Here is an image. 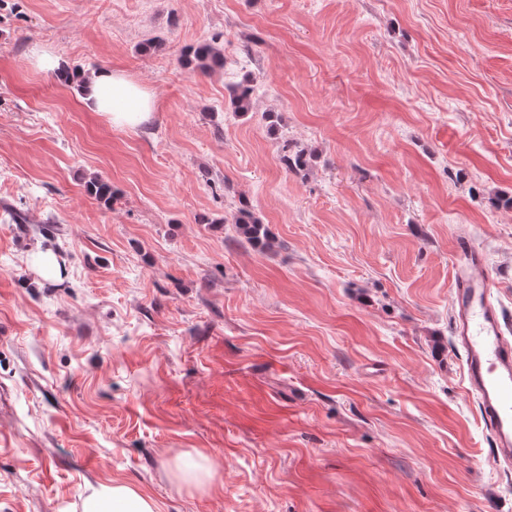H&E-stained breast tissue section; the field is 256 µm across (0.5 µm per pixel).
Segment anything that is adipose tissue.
<instances>
[{"label": "adipose tissue", "instance_id": "adipose-tissue-1", "mask_svg": "<svg viewBox=\"0 0 512 512\" xmlns=\"http://www.w3.org/2000/svg\"><path fill=\"white\" fill-rule=\"evenodd\" d=\"M82 86L85 106L108 115L113 125H138L153 110L151 93L124 73L96 71L83 79ZM83 512H155V504L129 486H104L86 496Z\"/></svg>", "mask_w": 512, "mask_h": 512}]
</instances>
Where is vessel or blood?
Masks as SVG:
<instances>
[{
    "mask_svg": "<svg viewBox=\"0 0 512 512\" xmlns=\"http://www.w3.org/2000/svg\"><path fill=\"white\" fill-rule=\"evenodd\" d=\"M451 331L464 355L467 391L477 400L495 464L512 463V338L492 300L486 256L469 238L456 240Z\"/></svg>",
    "mask_w": 512,
    "mask_h": 512,
    "instance_id": "obj_1",
    "label": "vessel or blood"
}]
</instances>
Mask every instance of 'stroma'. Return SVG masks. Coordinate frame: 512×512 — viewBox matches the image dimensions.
Listing matches in <instances>:
<instances>
[{
	"instance_id": "obj_1",
	"label": "stroma",
	"mask_w": 512,
	"mask_h": 512,
	"mask_svg": "<svg viewBox=\"0 0 512 512\" xmlns=\"http://www.w3.org/2000/svg\"><path fill=\"white\" fill-rule=\"evenodd\" d=\"M511 197L512 0H0V512H512L450 330L460 236L512 319ZM81 80L85 106L108 115L112 125L136 126L153 110L151 93L124 73L100 70ZM306 155V149L299 148L285 140L280 149L279 159L288 171L297 173L306 168ZM232 223L235 224L239 236L254 244H259L269 238V231L266 224L255 214L247 211H239L233 216ZM154 502L126 485L101 486L83 502V512H156Z\"/></svg>"
}]
</instances>
